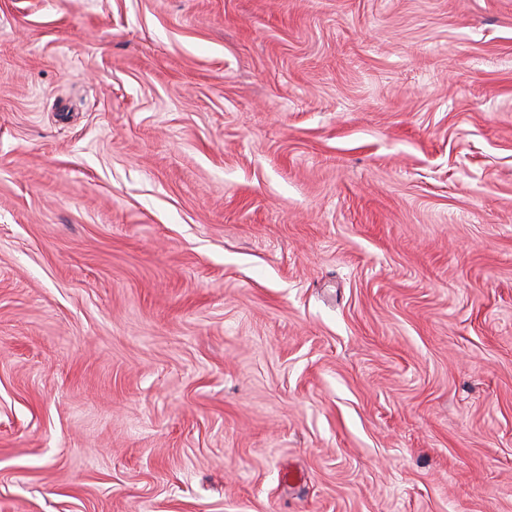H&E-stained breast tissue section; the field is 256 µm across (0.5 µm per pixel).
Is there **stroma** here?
I'll return each mask as SVG.
<instances>
[{"label":"stroma","mask_w":512,"mask_h":512,"mask_svg":"<svg viewBox=\"0 0 512 512\" xmlns=\"http://www.w3.org/2000/svg\"><path fill=\"white\" fill-rule=\"evenodd\" d=\"M0 512H512V0H0Z\"/></svg>","instance_id":"35a3bbf8"}]
</instances>
